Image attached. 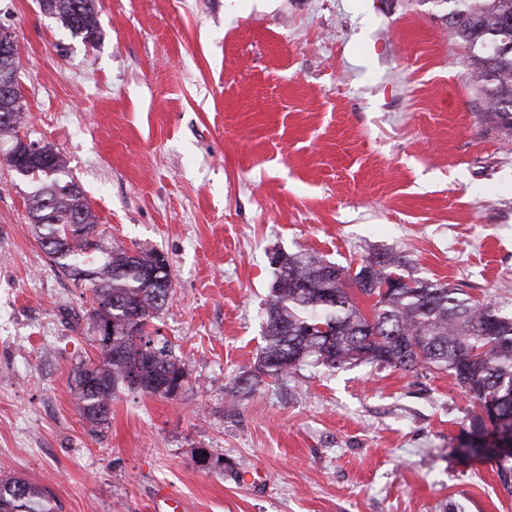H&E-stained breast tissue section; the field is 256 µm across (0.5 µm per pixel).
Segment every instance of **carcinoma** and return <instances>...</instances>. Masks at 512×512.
<instances>
[{"label":"carcinoma","mask_w":512,"mask_h":512,"mask_svg":"<svg viewBox=\"0 0 512 512\" xmlns=\"http://www.w3.org/2000/svg\"><path fill=\"white\" fill-rule=\"evenodd\" d=\"M44 13L72 37L95 43L100 36L97 0H41ZM448 26L472 53L477 78L487 86L485 121L512 137V0H448ZM20 53L0 48V143L30 170L28 214L50 261L92 292L91 321L101 355L75 371L73 396L94 428L108 424L121 390L177 396L186 379L182 361L159 343L149 323L172 293L165 255L98 239V222L70 174L49 145L29 153L18 136L24 115L18 82ZM275 280L265 308L259 372L295 373L313 361L327 368L366 362L385 367L446 371L479 408L512 390V311L475 300L460 288L415 279L369 261L371 280L387 283L366 315L347 287L344 268L311 253L278 252ZM397 285H391L393 278ZM50 491L15 475H0V512H56Z\"/></svg>","instance_id":"carcinoma-1"}]
</instances>
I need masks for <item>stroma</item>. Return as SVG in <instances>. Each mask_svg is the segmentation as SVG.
Listing matches in <instances>:
<instances>
[{"instance_id": "obj_1", "label": "stroma", "mask_w": 512, "mask_h": 512, "mask_svg": "<svg viewBox=\"0 0 512 512\" xmlns=\"http://www.w3.org/2000/svg\"><path fill=\"white\" fill-rule=\"evenodd\" d=\"M28 140L58 151L105 236L155 248L176 397L73 403L91 292L36 241L0 158V474L59 512H512L474 408L439 370L258 374L276 251L375 256L512 308V140L484 121L446 0H99L95 45L0 0ZM221 458L200 467L197 449Z\"/></svg>"}]
</instances>
